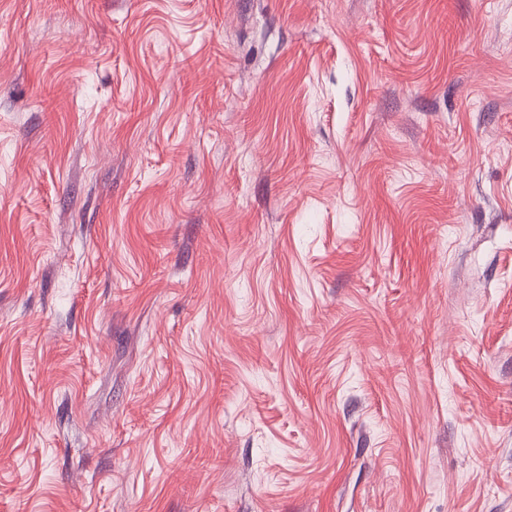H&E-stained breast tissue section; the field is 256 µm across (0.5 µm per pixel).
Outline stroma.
<instances>
[{
    "label": "stroma",
    "instance_id": "35a3bbf8",
    "mask_svg": "<svg viewBox=\"0 0 512 512\" xmlns=\"http://www.w3.org/2000/svg\"><path fill=\"white\" fill-rule=\"evenodd\" d=\"M0 512H512V0H0Z\"/></svg>",
    "mask_w": 512,
    "mask_h": 512
}]
</instances>
